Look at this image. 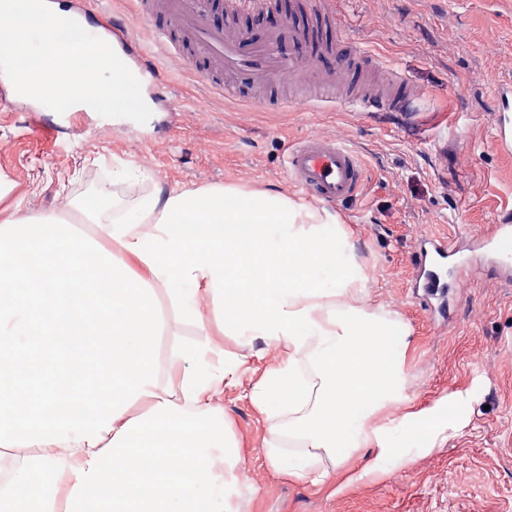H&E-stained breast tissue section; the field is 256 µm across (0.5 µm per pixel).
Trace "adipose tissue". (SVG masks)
Wrapping results in <instances>:
<instances>
[{"label":"adipose tissue","mask_w":512,"mask_h":512,"mask_svg":"<svg viewBox=\"0 0 512 512\" xmlns=\"http://www.w3.org/2000/svg\"><path fill=\"white\" fill-rule=\"evenodd\" d=\"M86 221L63 214L0 221V445L39 449L19 478L52 477L60 493L25 502L0 494V512H240L251 493L240 443L220 403L224 379L242 359L209 340L180 348V393L160 384L156 341L164 330L158 295L202 322V305L246 343L263 339L275 363L250 400L266 421L272 471L325 486L323 461L369 449L364 473L385 472L405 449L431 447L455 417L437 404L393 418L409 403L403 368L407 329L367 309L366 269L340 222L278 193L234 186L156 189L122 214L94 203ZM53 251L63 284L43 285L37 310L17 295L18 271ZM52 321L69 357L45 358L56 380L40 414L18 392L26 370L12 357ZM108 336L112 386L88 400L78 368ZM146 403L150 411L135 414ZM297 452H285L287 441ZM152 458V472L139 467ZM98 499H90V491Z\"/></svg>","instance_id":"adipose-tissue-1"}]
</instances>
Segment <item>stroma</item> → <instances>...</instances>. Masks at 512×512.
<instances>
[{
    "instance_id": "35a3bbf8",
    "label": "stroma",
    "mask_w": 512,
    "mask_h": 512,
    "mask_svg": "<svg viewBox=\"0 0 512 512\" xmlns=\"http://www.w3.org/2000/svg\"><path fill=\"white\" fill-rule=\"evenodd\" d=\"M335 26L312 11L301 25L320 43L343 39L386 61L425 94L416 125L344 105L297 112L283 90L265 108L210 93L183 68L158 58V86L142 89L143 124L78 111L65 123L52 109L15 96L0 111V177L27 197L25 213L79 210L94 186L117 210L167 190L224 185L309 198L283 168L301 137L328 133L363 159L358 200L319 205L336 216L370 279L365 303L409 330L406 371L412 409L450 402L461 424L432 447L408 448L381 475L345 468L339 490L274 474L263 448L266 424L248 393L272 365L262 341L241 348L220 336L227 357L249 354V370L221 403L242 443L256 489L243 512H512V280L477 246L492 225L512 224V155L495 146L497 92L512 85V0H328ZM441 237L470 259L447 291L415 286L422 238ZM167 350L214 333L163 305Z\"/></svg>"
}]
</instances>
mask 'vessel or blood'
<instances>
[{"instance_id":"1","label":"vessel or blood","mask_w":512,"mask_h":512,"mask_svg":"<svg viewBox=\"0 0 512 512\" xmlns=\"http://www.w3.org/2000/svg\"><path fill=\"white\" fill-rule=\"evenodd\" d=\"M207 0H145L132 19L109 18L99 13L97 0H83L71 17L78 23H89L90 34L109 41L124 63H137L144 81L159 79L160 72L143 52L140 42L131 35L134 21L152 23L154 17L165 16L171 34H159V53L177 60L176 42L192 45L200 59L193 66L195 79L235 97L237 91L269 86L285 80L304 84L315 80L327 88L345 85L352 91L350 108L359 112H393L402 121H412L413 103L419 91L401 75L384 80L370 72L374 60L364 56L361 63L351 64L345 58L344 44H337V61L333 69L323 70L317 57L300 58L295 48L304 33L294 27L275 28L263 40L249 41L241 32L223 28L207 18ZM231 77V84L215 81L214 73ZM498 127L495 143L504 152H512V87L498 92ZM285 171L288 180L308 195L327 204L352 200L359 193L364 168L356 151L333 135H308L288 151ZM492 246L499 251L504 265L512 264V225H495L490 235ZM426 265L417 269L422 288L437 293L441 277L449 262L448 247L435 239H425Z\"/></svg>"}]
</instances>
